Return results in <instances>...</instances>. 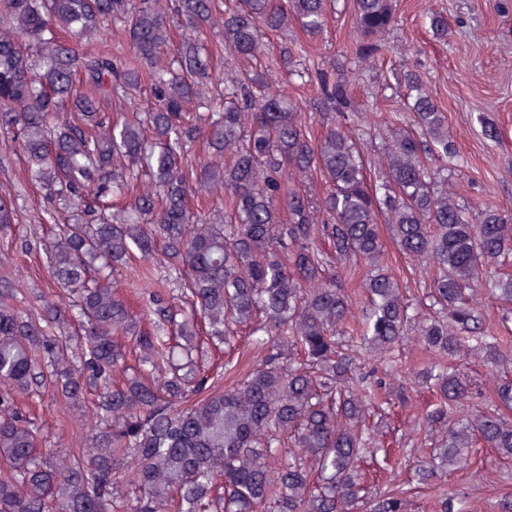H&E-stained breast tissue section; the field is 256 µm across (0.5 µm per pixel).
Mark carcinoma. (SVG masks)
<instances>
[{
  "instance_id": "carcinoma-1",
  "label": "carcinoma",
  "mask_w": 512,
  "mask_h": 512,
  "mask_svg": "<svg viewBox=\"0 0 512 512\" xmlns=\"http://www.w3.org/2000/svg\"><path fill=\"white\" fill-rule=\"evenodd\" d=\"M334 3L0 0V160L22 162L47 228L36 245L15 233L20 190L4 181L0 238L57 289L21 307L0 278V512H405L361 467L390 450L365 428L375 394L356 355L389 354L411 330L437 357L421 378L436 395L424 426L441 432L418 483L467 468L473 448L512 459V378L495 377V408L463 414L472 383L440 363L512 364V338L471 300L479 283L512 298V212L475 220L448 192V117L414 67L397 73L409 122L375 157L360 150L343 81L292 65L294 26L319 36ZM353 12L370 67L396 0ZM104 24L117 47H92ZM430 28L452 35L437 12ZM223 56L248 68L214 82ZM282 64L318 85L319 128L272 88ZM315 174L322 197L293 187ZM382 215L403 256L432 261L434 312L389 272ZM159 268L136 303L112 283ZM243 344L262 355L241 376ZM48 388L82 445L47 446L35 409Z\"/></svg>"
}]
</instances>
